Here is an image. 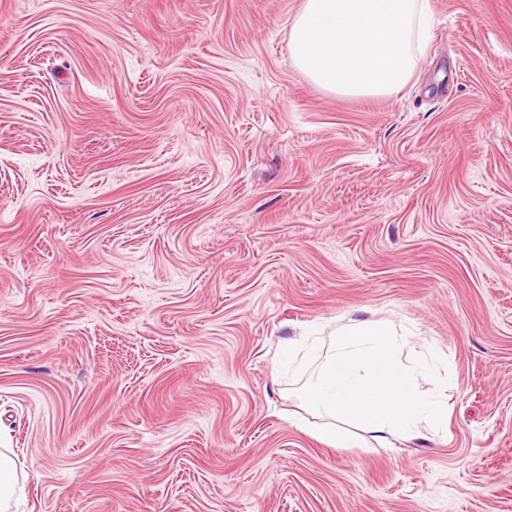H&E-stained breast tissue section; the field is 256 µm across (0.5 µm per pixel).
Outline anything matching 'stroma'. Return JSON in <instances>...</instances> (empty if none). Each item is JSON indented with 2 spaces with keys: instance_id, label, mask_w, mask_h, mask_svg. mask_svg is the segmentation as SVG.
<instances>
[{
  "instance_id": "obj_1",
  "label": "stroma",
  "mask_w": 512,
  "mask_h": 512,
  "mask_svg": "<svg viewBox=\"0 0 512 512\" xmlns=\"http://www.w3.org/2000/svg\"><path fill=\"white\" fill-rule=\"evenodd\" d=\"M300 4L0 0L9 512H512V0H430L372 98L297 69ZM361 315L446 355L447 433L294 424ZM303 349H308L305 355L302 356L301 360L298 362V370L304 371L308 364V359L315 353L317 349L316 338H312V336H302L299 340H288V358L291 359L292 355L294 357V362H296L297 357Z\"/></svg>"
}]
</instances>
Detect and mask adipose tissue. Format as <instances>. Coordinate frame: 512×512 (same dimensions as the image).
Returning a JSON list of instances; mask_svg holds the SVG:
<instances>
[{
	"instance_id": "obj_1",
	"label": "adipose tissue",
	"mask_w": 512,
	"mask_h": 512,
	"mask_svg": "<svg viewBox=\"0 0 512 512\" xmlns=\"http://www.w3.org/2000/svg\"><path fill=\"white\" fill-rule=\"evenodd\" d=\"M407 332L384 321L351 318L337 328L325 361L301 389L307 411L325 417L316 432L336 448L356 447V433L379 447L448 427L445 388L425 393L420 382L443 363L435 350L413 356Z\"/></svg>"
}]
</instances>
